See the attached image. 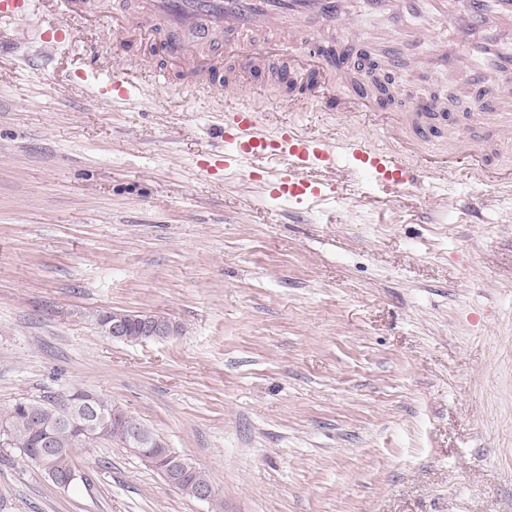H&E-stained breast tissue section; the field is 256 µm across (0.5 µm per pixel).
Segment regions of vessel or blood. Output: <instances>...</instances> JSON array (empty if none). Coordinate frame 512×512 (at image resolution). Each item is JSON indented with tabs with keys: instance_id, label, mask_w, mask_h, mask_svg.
Wrapping results in <instances>:
<instances>
[{
	"instance_id": "1",
	"label": "vessel or blood",
	"mask_w": 512,
	"mask_h": 512,
	"mask_svg": "<svg viewBox=\"0 0 512 512\" xmlns=\"http://www.w3.org/2000/svg\"><path fill=\"white\" fill-rule=\"evenodd\" d=\"M44 7L52 18L39 32L45 45H61L75 37L73 20L90 22L98 14L90 0H0V23L26 21L36 7ZM368 13L397 18L418 12L425 26L405 29L413 41L426 37L432 25L444 21L455 31H465L474 51L488 54L480 33L489 24L512 20V0H138L135 15L113 18L111 28L128 42H154L165 58L184 69L203 74L195 86L200 95L214 98L223 92L220 108L224 114L225 170L239 169L257 159L276 161L277 167L266 183L278 198L322 204L330 199L320 172L347 170L366 175L385 191L397 192L419 179L414 161L415 145L402 141L396 147H380L363 137L329 140L303 130L295 123L267 130L260 112L241 106L229 86L224 64L212 56V40L220 34L228 56L238 58L241 68L258 67L270 52L292 50L293 65H300L299 47L321 46L323 37L335 34L357 38L353 26L356 8ZM162 71L124 65L108 82L95 88L104 102L128 100L131 92L152 95L166 87ZM337 111L368 121L384 133L394 130L386 113L374 111L370 94L357 91L337 100ZM464 166L468 173L485 182L512 184V169L491 166L477 152L464 162H447V169Z\"/></svg>"
}]
</instances>
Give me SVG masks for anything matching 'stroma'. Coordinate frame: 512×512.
I'll return each mask as SVG.
<instances>
[{"label":"stroma","mask_w":512,"mask_h":512,"mask_svg":"<svg viewBox=\"0 0 512 512\" xmlns=\"http://www.w3.org/2000/svg\"><path fill=\"white\" fill-rule=\"evenodd\" d=\"M36 21L0 26V414L79 387L122 406L204 470L201 501L112 444L79 448L63 489L0 444V512H512V189L428 174L454 147L512 168V141L451 108L425 117L421 180L386 194L335 173L323 206L275 200L223 152V120L148 44L109 25L51 52ZM450 27L393 41L405 93L465 97L492 66ZM270 56L239 101L336 137L381 132L289 110ZM165 70L169 90L103 103L112 65ZM182 334L104 336L103 311Z\"/></svg>","instance_id":"stroma-1"}]
</instances>
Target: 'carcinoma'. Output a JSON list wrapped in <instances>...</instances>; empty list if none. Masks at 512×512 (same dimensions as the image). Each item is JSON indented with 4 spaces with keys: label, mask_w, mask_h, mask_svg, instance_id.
I'll return each instance as SVG.
<instances>
[{
    "label": "carcinoma",
    "mask_w": 512,
    "mask_h": 512,
    "mask_svg": "<svg viewBox=\"0 0 512 512\" xmlns=\"http://www.w3.org/2000/svg\"><path fill=\"white\" fill-rule=\"evenodd\" d=\"M9 428L8 446L18 450L21 459L37 465L42 459L40 470L47 468L60 474H67L74 468L73 450L90 448L99 443L121 445V433L105 426L97 429L85 442L77 439L74 429V392L50 396L44 400H26L14 404L7 415L0 417V426ZM210 480L198 467L183 475L180 490L192 495L197 487H207Z\"/></svg>",
    "instance_id": "cac0c4a2"
}]
</instances>
